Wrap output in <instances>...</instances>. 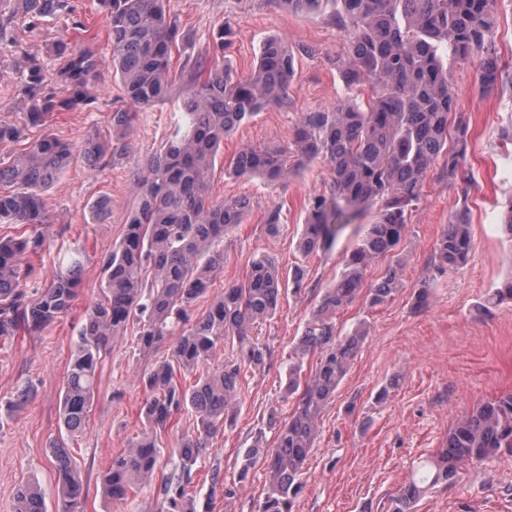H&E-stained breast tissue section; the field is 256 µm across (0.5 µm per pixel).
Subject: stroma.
<instances>
[{"label": "stroma", "instance_id": "stroma-1", "mask_svg": "<svg viewBox=\"0 0 512 512\" xmlns=\"http://www.w3.org/2000/svg\"><path fill=\"white\" fill-rule=\"evenodd\" d=\"M72 20L44 22L27 37L31 52L40 54L45 79L59 66L44 54L57 40L79 45L93 42L101 56L111 54L107 17L98 0H70ZM168 14L189 30L194 40L172 57L171 74L180 78L187 57L208 49L223 24H230L232 51L228 63L248 74L267 36L293 47L308 46L312 55L297 60L298 74L290 89V108H267L225 138L212 179L214 197H250L252 209L244 224L224 239V268L209 295L198 299L196 312L206 310L213 296L245 280L259 255L275 258L282 269L304 266L309 286L286 296L275 316L258 325L254 337L265 342L271 357L242 385L235 420L209 438V449L196 464L192 492L209 512H257L269 483L263 459H256L247 481H240L243 449L253 443L274 447L280 423L293 408L284 397L288 359L312 308L344 266L358 241L347 229L332 249L303 255L298 249L309 199L329 189L327 164L315 162L288 182L266 186L260 179L226 171L229 159L246 144H278L287 140L300 113L336 105L341 85L328 60L343 52L345 41L330 19V10L297 13L272 0H167ZM494 39L505 83L498 91L480 92L476 62L452 65L459 106L471 119V148L456 180L434 166L423 186L420 205L410 217L405 239L395 252L402 287L384 305L369 308L355 300L336 316L339 330L359 322L367 339L341 381L333 401L322 411L313 449L304 467L305 488L295 512H386L389 500L420 461L441 448L449 430L477 404L512 392V303L491 311L482 304L512 268V239L501 230L499 205L512 196V151L499 143L500 129L512 121V0H502ZM122 91L111 71H102L91 109L55 115L50 130L80 143L90 132H107L109 115L121 105ZM178 96H169L139 113L127 138L126 152L97 180H90L81 160H73L46 193L51 222L43 228V246L32 258L31 280H49L60 261L73 250L84 254L82 290L71 310L41 335L0 340V404L23 386L34 389L22 408L0 415V512H11L21 483L36 481L49 512H58L57 476L49 460V443L60 434L59 406L70 352L78 338L87 306L104 286L102 258L111 252L133 204L131 180L146 159L176 127L185 126ZM112 201L111 217L92 223L87 204L99 195ZM282 208L279 234L265 229L271 205ZM468 206L472 249L465 263L438 271L435 248L451 214ZM431 291L429 306H412L413 291ZM171 340L144 353L134 336L115 342L104 359L98 394L84 431L70 446L77 472L88 492L84 512H152L156 488L149 485L129 501L115 502L103 492V475L113 455L141 431L140 408L145 393L139 373L166 357ZM416 512H512V460L494 459L463 466L456 484L429 490Z\"/></svg>", "mask_w": 512, "mask_h": 512}]
</instances>
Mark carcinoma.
Instances as JSON below:
<instances>
[{"instance_id":"carcinoma-1","label":"carcinoma","mask_w":512,"mask_h":512,"mask_svg":"<svg viewBox=\"0 0 512 512\" xmlns=\"http://www.w3.org/2000/svg\"><path fill=\"white\" fill-rule=\"evenodd\" d=\"M0 12V54L7 51L27 66L28 75L14 86L26 107V123L0 121V142L21 146L12 158H0V224L32 233L0 236V338L38 336L67 313L77 296L84 260L75 251L49 281H28L30 264L42 246L40 228L50 223L44 193L74 156L91 178H98L125 147L136 112L150 108L172 92V54L190 42V34L167 16L164 0H99L108 17L111 59L91 45L55 41L47 52L60 58L56 88L43 84L41 64L23 47L14 28L21 16L36 34L47 18L71 14L70 0H11ZM295 12H319L340 4L332 21L343 32L346 49L330 59L342 83L333 108L301 113L288 140L277 145L241 147L226 169L239 177L286 182L315 161L327 163L329 192L309 202L299 239L304 254L331 247L364 210L375 211L340 274L323 291L288 364L285 392L295 408L280 427L275 448L266 452L269 485L259 512H294L303 488L305 461L312 450L317 419L334 397L364 340L359 324L342 336L336 315L353 302L367 268L395 251L405 237L408 217L422 200L431 167L442 162L455 179L468 152L470 122L458 109L459 94L448 61H479L478 84L485 93L503 82L493 41L501 0H274ZM230 46V29L222 27L209 51L186 61L189 79L179 94L189 117L185 131L175 130L164 146L136 174L134 201L126 214L122 238L102 259L105 286L86 309L80 336L71 351L60 403L64 433L50 444L58 473L62 512H81L87 496L68 439L81 433L97 395L98 370L112 341L131 332L149 352L171 328L184 325L170 353L140 376L148 392L142 408L139 439L112 456L104 476V493L128 500L135 488L153 481L160 469L158 438L177 416L195 417L196 431L181 435L178 460L162 472L156 512H196L187 488L207 449V438L226 422L238 403L248 373L266 364V345L249 338L252 325L272 318L282 295L308 288L306 272L296 265L283 275L276 261L262 255L252 261L248 278L224 288L201 315L191 307L212 287L224 267V250L215 245L243 223L248 197L219 200L211 195L215 161L224 138L269 107L291 106L289 89L296 76L297 54L310 55L283 40L267 37L257 64L247 76L219 61ZM112 69L124 104L113 109L110 138L88 134L77 146L49 132L31 138L28 126L44 125L55 112L81 111L95 100L101 70ZM93 220L112 213V201L98 197ZM472 248L470 211L462 206L448 221L437 244L440 268L462 264ZM400 286L398 267L366 291L369 307L385 304ZM512 301V274L488 297L487 304ZM237 342L224 364L210 367L214 352ZM318 356L309 379L303 361ZM194 374L189 383L186 376ZM512 458V393L485 402L449 430L433 460L420 465L416 477L392 500L391 512H413L424 489L456 481L467 462ZM12 512H46L41 489L20 484Z\"/></svg>"}]
</instances>
